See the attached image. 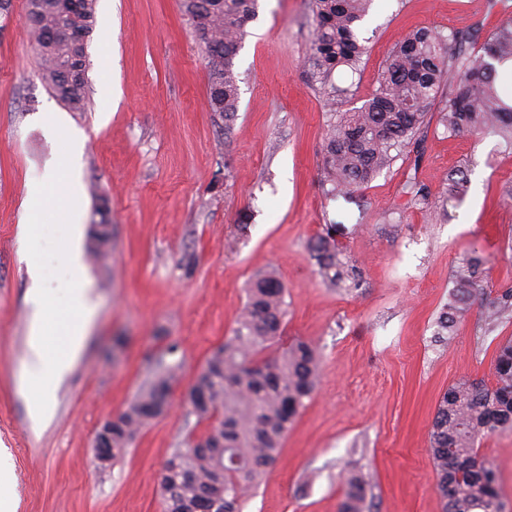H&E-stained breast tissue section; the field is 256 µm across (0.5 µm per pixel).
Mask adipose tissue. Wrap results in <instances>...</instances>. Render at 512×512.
I'll use <instances>...</instances> for the list:
<instances>
[{
	"label": "adipose tissue",
	"instance_id": "obj_1",
	"mask_svg": "<svg viewBox=\"0 0 512 512\" xmlns=\"http://www.w3.org/2000/svg\"><path fill=\"white\" fill-rule=\"evenodd\" d=\"M81 139V131L65 127V159L52 172L42 199L27 208L21 226V238L28 241L47 235V226L40 222L43 212L60 213L66 220L59 239V251L69 274L66 281L49 286L40 253L30 251L24 255L32 277L29 293L32 313L26 357L29 365L26 387L30 390L61 382L80 354L97 312V305L90 296V283L84 275L83 227L77 221L83 201L73 173V160ZM50 330L55 333L51 343L46 340Z\"/></svg>",
	"mask_w": 512,
	"mask_h": 512
}]
</instances>
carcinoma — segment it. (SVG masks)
<instances>
[{
    "mask_svg": "<svg viewBox=\"0 0 512 512\" xmlns=\"http://www.w3.org/2000/svg\"><path fill=\"white\" fill-rule=\"evenodd\" d=\"M258 0H181L209 66L211 110L228 119L237 112L238 80L233 59ZM372 0H311L315 27L310 45L311 79L331 111L324 141L325 182L348 204L360 205L358 192L368 186L413 142L427 111L443 86L451 89L441 121L450 134L493 131L512 145V98L499 70L512 65V24L490 33L480 47L471 35L444 36L427 28L408 35L388 56L379 87L361 107L336 110L343 90L330 83L339 67L357 69L367 53L356 34ZM97 0H27L32 47L39 76L70 110L81 112L88 97L87 45L95 25ZM448 200L467 191L459 169L448 176ZM410 204L431 208L417 182L406 183ZM333 227L318 235L311 250L323 281L332 287L358 286L351 260L336 247ZM111 225L93 235L91 254L108 256ZM484 258L471 249L454 274L456 293L438 318L437 335H452L470 306L483 293ZM484 326L512 318V289L485 304ZM286 305L275 271L256 273L232 335L215 348L191 386L190 414L208 423L189 436L164 464L160 495L163 512H240L249 492L274 465L288 430L305 400L319 384L320 353L295 339L280 355L263 353L282 334ZM168 350L154 357L150 378L137 397L112 420V438L103 443L112 460L137 434L165 413L179 365ZM494 384L462 380L443 393L432 421L429 450L445 512H504L497 470L478 460L479 441L512 430V338L502 342L491 362ZM339 512H367L369 480L347 478Z\"/></svg>",
    "mask_w": 512,
    "mask_h": 512,
    "instance_id": "obj_1",
    "label": "carcinoma"
}]
</instances>
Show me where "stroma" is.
Returning <instances> with one entry per match:
<instances>
[{
	"instance_id": "obj_1",
	"label": "stroma",
	"mask_w": 512,
	"mask_h": 512,
	"mask_svg": "<svg viewBox=\"0 0 512 512\" xmlns=\"http://www.w3.org/2000/svg\"><path fill=\"white\" fill-rule=\"evenodd\" d=\"M88 46V106L72 112L38 75L26 0L0 13V448L14 462L18 512H162L165 461L186 436L187 393L223 344L260 270L285 287V339L314 343L321 377L275 465L243 512H338L349 474L371 482L373 512H444L429 453L436 406L463 378L490 379L512 320L482 325L485 301L512 288V150L499 135H452L440 92L414 144L341 205L327 193L323 144L330 120L310 79L308 0H258L234 58L232 120L209 106V68L178 0H97ZM512 20V0H374L356 34L358 70H337L346 111L371 98L403 38L421 27L488 35ZM85 135L78 169L85 227L112 226L106 264L87 261L97 314L65 380L33 424L26 372L28 269L18 249L26 202L48 189L62 151L56 115ZM468 193L448 198V175ZM423 184L433 212L402 192ZM335 238L358 287L325 288L312 239ZM486 259L485 294L449 340L436 321L469 249ZM175 347L180 366L168 412L127 452L99 463L101 425L147 382L149 361ZM512 512V432L480 443Z\"/></svg>"
}]
</instances>
